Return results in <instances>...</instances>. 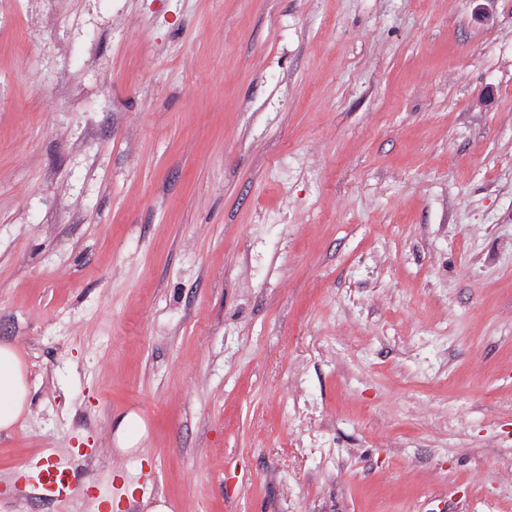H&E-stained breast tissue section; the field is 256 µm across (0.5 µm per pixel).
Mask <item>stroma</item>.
<instances>
[{"instance_id":"1","label":"stroma","mask_w":512,"mask_h":512,"mask_svg":"<svg viewBox=\"0 0 512 512\" xmlns=\"http://www.w3.org/2000/svg\"><path fill=\"white\" fill-rule=\"evenodd\" d=\"M0 342V512H512V0H0ZM27 371L17 351L0 344V430L13 428L29 405ZM33 484L44 496L69 498L81 493L82 475L68 460L49 453L37 467Z\"/></svg>"}]
</instances>
